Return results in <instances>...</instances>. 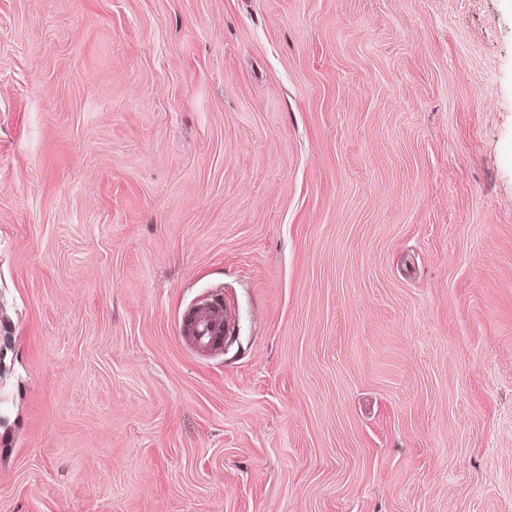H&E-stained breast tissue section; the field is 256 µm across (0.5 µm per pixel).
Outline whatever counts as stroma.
I'll return each instance as SVG.
<instances>
[{"instance_id": "stroma-1", "label": "stroma", "mask_w": 512, "mask_h": 512, "mask_svg": "<svg viewBox=\"0 0 512 512\" xmlns=\"http://www.w3.org/2000/svg\"><path fill=\"white\" fill-rule=\"evenodd\" d=\"M0 512H512V0H0ZM233 327L232 313L224 308L221 301L212 300L187 314L182 335L191 338L203 350H213L231 335Z\"/></svg>"}]
</instances>
